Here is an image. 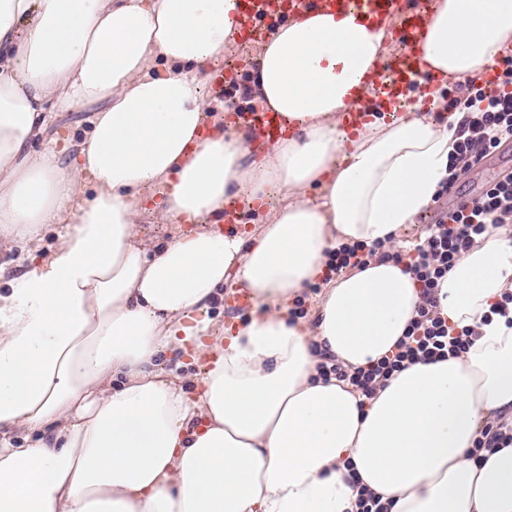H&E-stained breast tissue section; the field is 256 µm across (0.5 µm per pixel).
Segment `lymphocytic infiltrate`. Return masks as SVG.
I'll list each match as a JSON object with an SVG mask.
<instances>
[{
	"label": "lymphocytic infiltrate",
	"mask_w": 512,
	"mask_h": 512,
	"mask_svg": "<svg viewBox=\"0 0 512 512\" xmlns=\"http://www.w3.org/2000/svg\"><path fill=\"white\" fill-rule=\"evenodd\" d=\"M499 81L502 93L494 94L488 88L478 87L467 97L446 99L445 109L463 115L453 144L448 182H455L460 172L478 164L490 149L512 139V55L505 57ZM511 223L512 176L507 175L492 182L479 197L460 202L445 212L413 250L393 252L361 245L339 247L330 257V273L364 265L368 258L378 254L407 266L420 285L422 301L392 356L353 372L330 357L322 365L323 372L350 381L369 398L374 396L378 383L407 365L466 352L476 331L467 327L450 332L447 322L437 313L439 282L482 238L489 225Z\"/></svg>",
	"instance_id": "obj_1"
}]
</instances>
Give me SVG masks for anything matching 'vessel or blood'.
Here are the masks:
<instances>
[{
    "instance_id": "vessel-or-blood-1",
    "label": "vessel or blood",
    "mask_w": 512,
    "mask_h": 512,
    "mask_svg": "<svg viewBox=\"0 0 512 512\" xmlns=\"http://www.w3.org/2000/svg\"><path fill=\"white\" fill-rule=\"evenodd\" d=\"M240 44L249 46L267 40V26L293 18L303 11L354 14L376 23L392 20V33L402 43L400 52L381 62L371 72L370 93L361 108L344 115L347 130H355L372 120L375 112L397 111L404 96L414 86L419 60L415 47L420 42L426 16L434 0H236ZM243 70L242 64L212 68L209 90L222 95ZM228 118L250 133L247 146L259 150L286 136L288 129L280 116L269 109L232 110Z\"/></svg>"
}]
</instances>
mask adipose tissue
Wrapping results in <instances>:
<instances>
[{"mask_svg":"<svg viewBox=\"0 0 512 512\" xmlns=\"http://www.w3.org/2000/svg\"><path fill=\"white\" fill-rule=\"evenodd\" d=\"M235 0H0V240L58 242L0 293V512H512V447L473 461L512 418V236L491 229L444 277L439 313L476 329L466 353L394 373L373 398L323 378L394 351L421 301L404 265L328 278L331 250L398 236L448 173L454 124L423 107L482 83L512 46V0H438L408 112L341 127L387 53L383 31L298 13L261 48L257 100L296 124L245 163L213 112L209 65L234 42ZM93 107L73 158L31 152L52 107ZM260 234L218 229L226 198ZM178 230L140 238L145 215ZM312 315L289 314L312 285ZM248 317L216 326L218 290ZM190 356L186 393L158 366ZM27 445L15 444V433ZM512 444V422L500 417L496 422L485 425L474 441L472 453L479 457L483 451L493 452L496 448H509Z\"/></svg>","mask_w":512,"mask_h":512,"instance_id":"obj_1","label":"adipose tissue"}]
</instances>
